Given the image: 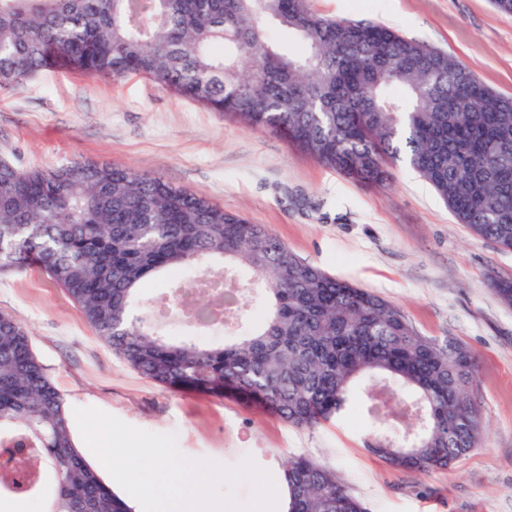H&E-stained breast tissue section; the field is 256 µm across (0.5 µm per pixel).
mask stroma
I'll use <instances>...</instances> for the list:
<instances>
[{"label": "stroma", "instance_id": "obj_1", "mask_svg": "<svg viewBox=\"0 0 512 512\" xmlns=\"http://www.w3.org/2000/svg\"><path fill=\"white\" fill-rule=\"evenodd\" d=\"M323 15L385 24L450 55L512 97V13L492 0H312ZM0 156L25 167L112 163L186 189L263 224L297 255L400 307L415 329L479 356L486 431L450 469L405 475L364 447L359 409L300 429L231 399L173 393L142 377L36 267L0 275V312L32 347L68 409L95 407L177 436L194 459L252 457L279 478L287 457L335 470L368 512H512V251L472 234L405 161L381 187L357 185L281 138L174 95L138 75L46 71L0 90Z\"/></svg>", "mask_w": 512, "mask_h": 512}]
</instances>
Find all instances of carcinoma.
Segmentation results:
<instances>
[{
  "label": "carcinoma",
  "mask_w": 512,
  "mask_h": 512,
  "mask_svg": "<svg viewBox=\"0 0 512 512\" xmlns=\"http://www.w3.org/2000/svg\"><path fill=\"white\" fill-rule=\"evenodd\" d=\"M311 0H0V89L64 68L143 75L272 133L366 186L403 157L475 235L512 251V97L391 28ZM273 27L301 45L273 43ZM40 267L135 371L172 392L256 405L314 428L362 408L366 450L392 470L452 467L483 435L477 356L417 332L374 292L297 256L264 225L129 168H24L0 158V273ZM189 328L246 314L234 336L167 340L134 314L148 279ZM417 430L412 448L398 425ZM0 497L47 512H131L75 444L63 395L28 330L0 312ZM288 512H367L327 466L288 458Z\"/></svg>",
  "instance_id": "carcinoma-1"
}]
</instances>
